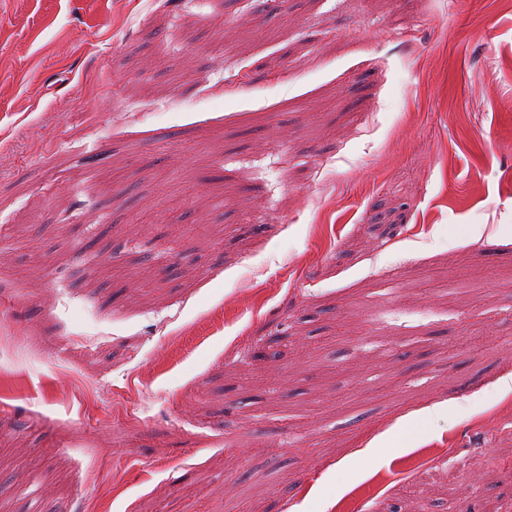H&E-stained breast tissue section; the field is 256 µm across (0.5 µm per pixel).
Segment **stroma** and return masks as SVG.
Wrapping results in <instances>:
<instances>
[{"label":"stroma","instance_id":"35a3bbf8","mask_svg":"<svg viewBox=\"0 0 512 512\" xmlns=\"http://www.w3.org/2000/svg\"><path fill=\"white\" fill-rule=\"evenodd\" d=\"M509 377L512 0H0V512H512Z\"/></svg>","mask_w":512,"mask_h":512}]
</instances>
